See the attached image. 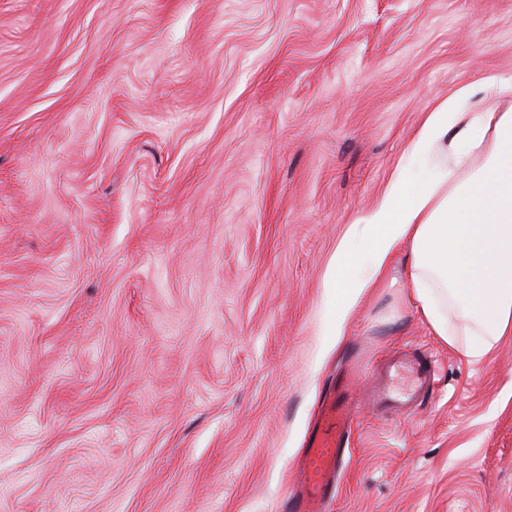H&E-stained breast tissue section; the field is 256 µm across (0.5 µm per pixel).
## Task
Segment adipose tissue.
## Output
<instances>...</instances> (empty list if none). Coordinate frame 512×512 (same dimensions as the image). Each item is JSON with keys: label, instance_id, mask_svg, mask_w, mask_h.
<instances>
[{"label": "adipose tissue", "instance_id": "obj_1", "mask_svg": "<svg viewBox=\"0 0 512 512\" xmlns=\"http://www.w3.org/2000/svg\"><path fill=\"white\" fill-rule=\"evenodd\" d=\"M511 89L488 75L427 113L408 162L351 224L324 281L336 324L402 252L413 298L446 344L479 360L512 333V109H467Z\"/></svg>", "mask_w": 512, "mask_h": 512}]
</instances>
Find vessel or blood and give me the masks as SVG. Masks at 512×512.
<instances>
[{"label":"vessel or blood","mask_w":512,"mask_h":512,"mask_svg":"<svg viewBox=\"0 0 512 512\" xmlns=\"http://www.w3.org/2000/svg\"><path fill=\"white\" fill-rule=\"evenodd\" d=\"M361 377L359 369L347 371L337 379L323 402L299 465L296 487L288 497V512H324L338 489L344 473L345 450L360 408L355 388ZM406 401V395L395 394L385 384L376 387L369 398L372 406L386 405L397 413L405 410Z\"/></svg>","instance_id":"vessel-or-blood-1"}]
</instances>
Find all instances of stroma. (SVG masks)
I'll list each match as a JSON object with an SVG mask.
<instances>
[{
    "mask_svg": "<svg viewBox=\"0 0 512 512\" xmlns=\"http://www.w3.org/2000/svg\"><path fill=\"white\" fill-rule=\"evenodd\" d=\"M512 76V0H0V512H283L337 377L330 512H512V335L475 362L396 261L323 282L426 112ZM407 397L405 393L401 395L395 394L389 385L381 384L375 388V391L369 398V403L373 407L389 405L392 412L399 413L407 409Z\"/></svg>",
    "mask_w": 512,
    "mask_h": 512,
    "instance_id": "stroma-1",
    "label": "stroma"
}]
</instances>
